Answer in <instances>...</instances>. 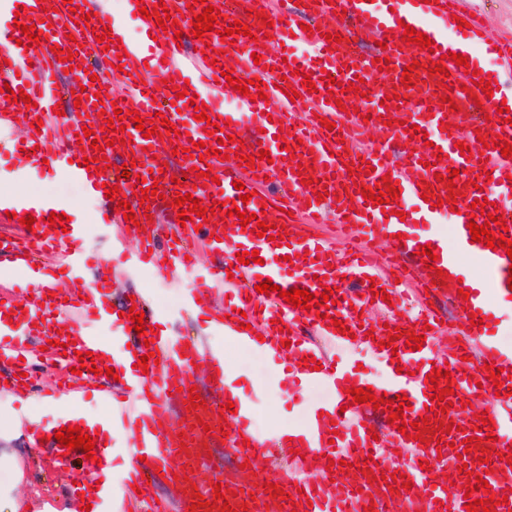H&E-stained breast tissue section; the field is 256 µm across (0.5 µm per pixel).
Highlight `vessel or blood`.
I'll return each mask as SVG.
<instances>
[{"mask_svg": "<svg viewBox=\"0 0 512 512\" xmlns=\"http://www.w3.org/2000/svg\"><path fill=\"white\" fill-rule=\"evenodd\" d=\"M301 12L285 8V0H125L130 16L136 17L145 33L143 42L124 40L122 25L112 18L101 0H0V85L25 91L33 104L12 103L0 93V139L15 141L13 164L21 172L47 169L84 185L98 204L92 221L76 216L66 203L33 195L23 188L0 190V223L9 213L34 216L32 229L21 230L9 246L0 247V364L11 362L8 376H0V390L36 387L38 373L54 371L60 381L54 393L63 410L53 422L43 423L35 414H25L31 427L33 446L45 445L52 453L49 467L68 470L77 477L76 490L91 505L90 512H186L197 497L214 501L215 490H222L235 512H364L369 503L386 512H466L462 494L468 476L482 477L488 489H476L475 498L493 493L500 504L497 512H512L502 504L503 471L512 455V396L500 397L488 413L495 429V451L488 463L477 454L465 453V437L477 435L480 419L466 416L462 400H474L492 389L487 365L504 368L505 385H512V346L499 343L497 305L512 303V257L504 250H493L473 241L469 222L484 225V215L474 214L475 198L492 201L493 215L503 216L512 241V213L502 211L496 202L512 194V158L500 150L484 148V141L504 137L512 143V125L497 113L496 99L482 94L477 78L491 80L489 70L481 69V57L497 58L512 66V36L493 40L487 37L480 17L459 29L454 18L459 0H304ZM193 11H186V4ZM219 8V24L240 21L250 35H236L234 43L221 42L209 31L194 38L190 31L196 14L205 4ZM166 5L173 11L182 32L181 39L164 34L156 20L139 17L140 7ZM80 6L85 18L72 23L71 6ZM30 8L36 20L39 45H18L22 33L13 19L16 11ZM271 16L274 25H263L261 14ZM413 26L438 45V52L419 49L402 42L405 26ZM107 32L110 47L96 40ZM339 33L337 50H329L325 32ZM386 39L387 45L372 55H360L361 43ZM71 50L73 71H65L57 60L56 49ZM445 61L447 75L428 71L430 62ZM469 59L468 67L451 61V54ZM389 58V70L377 62ZM412 66V87L400 78L405 66ZM236 78L266 82L267 97L250 101L234 91L223 79L224 71ZM331 72L336 81L349 83L362 78L360 93L327 91L322 72ZM97 81H90V73ZM311 77L316 90H302L304 77ZM302 91L293 100L282 93L279 84ZM187 97H180V90ZM234 97L238 109L221 108L224 96ZM452 97L457 110H450L445 97ZM66 100L63 115L53 112L59 100ZM452 102V103H453ZM205 105L206 115L219 123L217 135L204 132L203 122L194 120L195 104ZM138 111L140 117L165 114L174 132L144 137L135 126H127L124 144L105 148L116 168L131 165L129 176L119 177L116 168L101 173L86 169L83 158L95 157L90 138H78L81 129L94 130L103 137L102 111L112 107ZM485 107L488 119L475 116L476 107ZM453 125H445L446 115ZM335 122L328 130L321 118ZM41 130H34L35 120ZM427 132V139L411 136L410 126ZM374 128L377 139L365 143L366 128ZM94 136V137H95ZM403 140V155H394L391 144ZM204 149H197V142ZM471 147L464 157L460 144ZM191 150L182 162L189 176L183 184L173 183L168 163L173 148ZM221 157H213V149ZM259 155L268 150L271 159L258 169L240 164L234 154L239 149ZM441 160H434V153ZM218 175V182L198 183L191 168ZM459 170L456 189L455 224L446 234L419 235L412 225L436 223L441 208L424 201V194L446 197V183L436 182V174ZM390 176L400 188L398 207L404 220L386 218L380 205L365 200L362 188H374L383 176ZM157 182L160 197L140 201L142 182ZM243 190H236V182ZM115 184L120 199L129 201L134 221H125L115 202L106 197L104 184ZM324 192L316 201V192ZM190 193L202 207L213 201H238L241 193L251 196L244 212L260 214L266 224L283 229L280 242L258 237L256 223L242 224L225 211L210 221L194 217L187 224L176 220L179 212L173 201L176 193ZM65 213V227L48 223L50 213ZM336 217L337 237L353 244L351 252L337 253L326 239L312 231L313 224ZM118 228L121 238L138 244L131 257L133 266L159 274L194 269V244L201 243L214 261L203 280L185 295L188 308L206 316L211 330L224 335L236 346L261 354L271 362L288 361L289 369L275 388L321 386L328 400L310 406L298 426L260 431L254 425V407L246 391L224 370V353L200 342H184L171 335L165 315L152 303L151 291L139 288L133 298L112 304V268H96L97 277L83 249L90 224ZM389 241L398 273L396 280L381 278V258L369 245ZM431 245L438 254L436 268L448 272L444 286L434 285L425 270L418 249ZM258 251L260 263H239L237 256ZM306 261L292 271L271 266V251ZM347 277L349 287L336 289L339 277ZM276 284V292H256L263 281ZM414 285L416 294L428 295L429 304L412 316L392 314L387 324L362 319L361 313L381 306L380 297L370 294V286L389 293L399 301L401 288ZM333 287L336 303L326 317L303 310L279 297V290L304 289L321 294ZM231 292L223 308H215L214 289ZM468 291V301L458 299ZM456 301L458 315L446 320L433 308V301ZM144 313L145 324L155 331L153 342H145L130 328V307ZM343 322L348 334L337 333L335 322ZM399 328L425 334L422 349L409 350L405 340L385 347L389 329ZM37 332L50 340L48 350L37 352L25 347L21 336ZM75 340L73 353L62 345ZM290 347H283V340ZM360 346L385 373V381H373L344 351ZM93 352L98 368L110 367L114 376L94 375L91 371L74 374L79 353ZM154 353L157 362L148 372L136 367L141 355ZM205 366L211 380L201 390L204 407L190 410L187 390L197 384L198 366ZM448 368L454 380L452 409L439 411L438 401L430 400L432 370ZM371 387L375 395H407L406 423L428 416L437 409L442 422L458 423V430L445 433L437 445H424L402 436L389 427L388 441L373 440L369 429L376 418H387L386 408L353 402L349 387ZM95 393L101 410L85 413L88 393ZM235 411L220 417L225 402ZM204 427H196V420ZM80 426L96 435L95 460L85 459L82 451L63 452L54 434L61 427ZM231 449V464L212 468L210 452ZM408 450L409 458L392 462V448ZM288 449L290 473L277 483L285 492L275 498L265 494L254 469L272 458L275 449ZM124 458L117 480H101L100 461L106 457ZM373 460L375 482L360 472L365 460ZM467 463L459 471L458 463ZM457 469L459 494L449 495L441 473ZM208 470L209 476L191 483L179 479L181 469ZM404 473L410 488L396 483V473ZM170 482L173 496H158L157 479Z\"/></svg>", "mask_w": 512, "mask_h": 512, "instance_id": "1", "label": "vessel or blood"}]
</instances>
